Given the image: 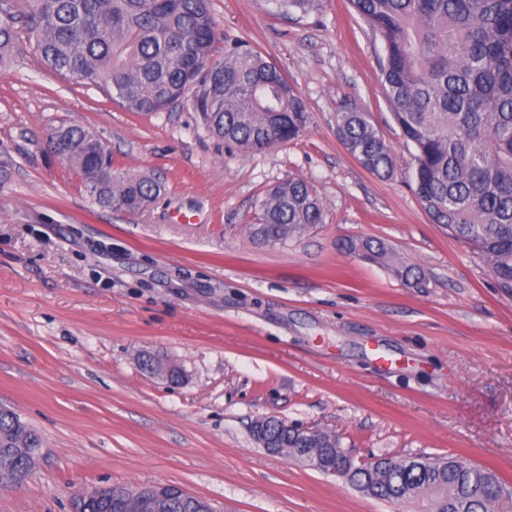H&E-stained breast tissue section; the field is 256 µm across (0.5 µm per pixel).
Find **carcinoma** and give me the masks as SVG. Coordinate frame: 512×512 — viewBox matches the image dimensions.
I'll return each instance as SVG.
<instances>
[{
    "mask_svg": "<svg viewBox=\"0 0 512 512\" xmlns=\"http://www.w3.org/2000/svg\"><path fill=\"white\" fill-rule=\"evenodd\" d=\"M273 13H315L322 0H263ZM381 40V89L394 123L415 150L412 190L434 224L466 243L487 264L496 286L512 294V0H349ZM28 41L48 71L102 87L129 112L157 114L190 98L213 136L244 152L297 139L309 112L286 77L243 40H224L210 0H0V67ZM224 42V57H215ZM336 136L380 179L395 156L368 113L336 112ZM48 152L75 167L98 207L129 214L160 195L154 178L112 169L96 135L64 125ZM15 159L0 147V184ZM254 238L277 244L324 221V204L308 183L290 179L258 203ZM341 249L389 265L419 288L423 273L393 260L373 237ZM266 436L297 448L295 429L275 417ZM41 434L19 414L0 408V483L27 477ZM312 447L345 466L336 436L318 430ZM386 469L350 468V483L390 503H426L427 512H512V489L493 471L441 459L388 460Z\"/></svg>",
    "mask_w": 512,
    "mask_h": 512,
    "instance_id": "1",
    "label": "carcinoma"
}]
</instances>
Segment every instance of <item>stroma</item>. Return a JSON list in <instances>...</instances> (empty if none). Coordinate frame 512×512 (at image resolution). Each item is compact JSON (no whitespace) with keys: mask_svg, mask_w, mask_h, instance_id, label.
<instances>
[{"mask_svg":"<svg viewBox=\"0 0 512 512\" xmlns=\"http://www.w3.org/2000/svg\"><path fill=\"white\" fill-rule=\"evenodd\" d=\"M211 11L304 100L295 141L245 153L189 102L126 111L41 68L25 42L0 71V145L16 160L0 185V406L44 440L32 475L0 489V512H71L82 488L166 482L213 512H421L267 451L251 433L261 417L335 434L358 463L451 454L512 485V295L415 197L380 39L348 0L293 18L262 0ZM344 106L391 146L390 179L338 141ZM63 123L164 192L135 215L95 206L78 170L44 150ZM290 179L313 188L323 223L254 241L258 200ZM355 237L383 240L424 287L343 252ZM144 352L177 363L181 382L152 377Z\"/></svg>","mask_w":512,"mask_h":512,"instance_id":"stroma-1","label":"stroma"}]
</instances>
